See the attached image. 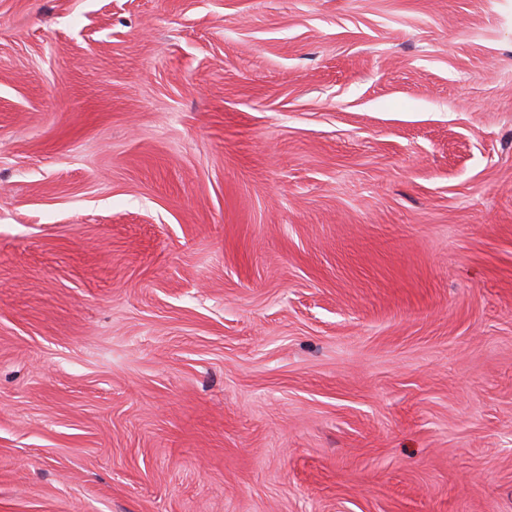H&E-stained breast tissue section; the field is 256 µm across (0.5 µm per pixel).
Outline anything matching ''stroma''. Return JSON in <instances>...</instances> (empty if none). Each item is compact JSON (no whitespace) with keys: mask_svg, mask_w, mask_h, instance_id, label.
I'll return each instance as SVG.
<instances>
[{"mask_svg":"<svg viewBox=\"0 0 512 512\" xmlns=\"http://www.w3.org/2000/svg\"><path fill=\"white\" fill-rule=\"evenodd\" d=\"M0 512H512V0H0Z\"/></svg>","mask_w":512,"mask_h":512,"instance_id":"stroma-1","label":"stroma"}]
</instances>
